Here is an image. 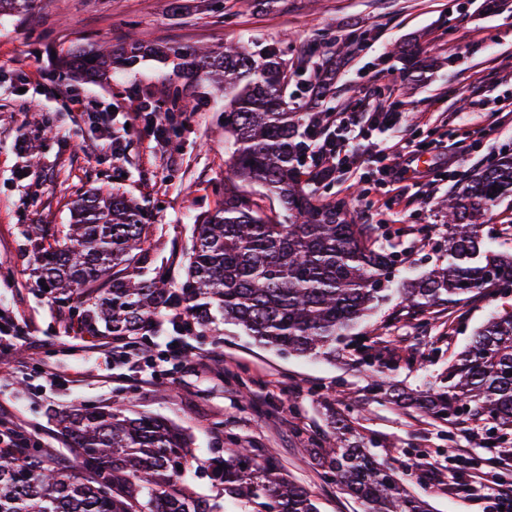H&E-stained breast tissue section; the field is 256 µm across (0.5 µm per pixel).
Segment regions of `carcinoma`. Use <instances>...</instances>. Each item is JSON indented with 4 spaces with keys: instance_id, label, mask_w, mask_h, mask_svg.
I'll list each match as a JSON object with an SVG mask.
<instances>
[{
    "instance_id": "1",
    "label": "carcinoma",
    "mask_w": 512,
    "mask_h": 512,
    "mask_svg": "<svg viewBox=\"0 0 512 512\" xmlns=\"http://www.w3.org/2000/svg\"><path fill=\"white\" fill-rule=\"evenodd\" d=\"M38 0H0V16H20ZM155 57L178 79L224 89V192L213 211L196 219L184 279L173 292L167 271L148 263L147 212L123 192L98 189L76 203L68 224L36 225L30 242L37 282L78 310L77 325L91 336H138L152 316L178 299L194 323L216 318L242 327L259 344L297 356L336 353V344L379 306L385 289L374 280L393 272L394 251L371 242L343 200L320 201L307 170L313 139L326 112H305L288 91L280 50L146 45L135 34L120 47H74L59 59L82 79L126 71ZM328 71L316 67L302 88L320 99ZM259 184L265 192L247 190ZM512 195V155L484 167L469 187L448 198L447 263L405 289L426 307L448 297L512 283V254L484 248L485 217ZM275 197L280 210L266 204ZM432 416L466 418L500 432L512 430V312L489 319L473 342L448 361V391L427 400ZM61 434L87 479L49 465L47 450L16 456L0 451V512H213L182 482L191 463L177 429L149 415L129 417L110 407L75 405L56 415ZM336 447L318 463L364 512H430L403 479L349 441L348 424L333 421ZM107 479L108 492L101 491ZM220 479L224 491L255 512H319L309 492L250 448H231Z\"/></svg>"
}]
</instances>
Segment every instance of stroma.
<instances>
[{"label": "stroma", "mask_w": 512, "mask_h": 512, "mask_svg": "<svg viewBox=\"0 0 512 512\" xmlns=\"http://www.w3.org/2000/svg\"><path fill=\"white\" fill-rule=\"evenodd\" d=\"M223 2L218 10L213 0H182L176 16L169 0H42L24 16L0 18V309L32 338L13 353L28 362L26 375L0 364V403L8 402L33 442L45 443L69 469L73 453L55 420L67 406L118 403L125 414L146 413L179 427L194 454L186 483L217 512H248L208 468L211 458L241 445L286 470L320 512H363L325 478L313 454L329 445L336 416L433 512H500L494 497L469 496L459 488L489 470L512 483V437L491 442L483 424L436 419L418 401L447 386L450 356L468 346L490 316L512 310V292L480 290L424 312L400 295L407 282L444 261L448 243L440 204L470 182L483 168L481 160L463 162L461 175L436 185L430 196L411 197L396 220L379 229V241L397 252L399 262L387 300L357 329L381 355L372 367L351 347L337 346L332 357H300L264 348L241 329L216 322L188 333L197 352L224 359L220 375L202 381L167 357L174 331L162 313L142 338L139 373L117 377L110 358L81 355L96 337L72 327L68 306L38 287L29 225L68 223L78 196L99 187L120 189L144 205L151 261L169 268L172 284H180L195 219L216 208L224 185L223 91L176 79L170 66L150 57L133 69L81 81L57 67L58 54L72 45L117 44L131 31L155 45L218 46L253 38L258 46L280 48L295 87L332 54L330 106L358 103L362 84L377 79L380 97L397 105L400 129L417 140L443 135L470 144L475 130L486 126L487 112L500 98L512 97V0H499L494 10L485 9V0ZM398 45L410 51L413 68L393 55ZM59 82L85 103L86 115L52 98ZM179 93L197 101V111H178ZM143 97L169 114L166 145L157 146L143 120L126 137L122 161L103 155L86 162V150L102 133L88 112L113 106L118 135L127 110ZM21 112L30 129L23 154L15 148ZM315 193L346 201L358 224L385 200L380 193L358 192L344 176L316 185ZM484 235L491 250L512 253V196L492 209ZM45 364L57 368L60 382L46 378ZM376 371L385 382L379 393L371 389ZM143 373L153 374L151 385H141Z\"/></svg>", "instance_id": "stroma-1"}]
</instances>
